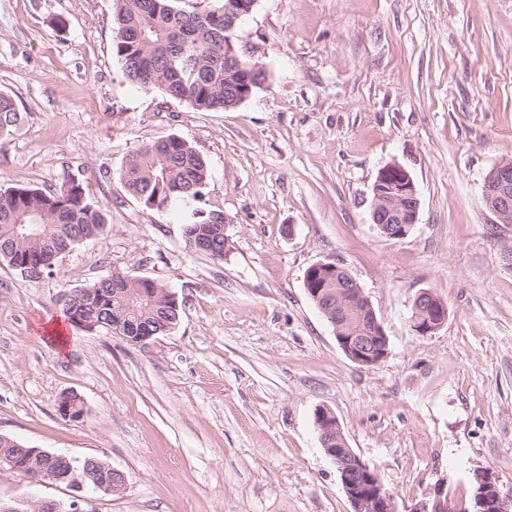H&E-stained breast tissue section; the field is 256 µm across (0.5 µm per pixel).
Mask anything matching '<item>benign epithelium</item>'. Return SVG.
Returning a JSON list of instances; mask_svg holds the SVG:
<instances>
[{
	"label": "benign epithelium",
	"instance_id": "obj_1",
	"mask_svg": "<svg viewBox=\"0 0 512 512\" xmlns=\"http://www.w3.org/2000/svg\"><path fill=\"white\" fill-rule=\"evenodd\" d=\"M257 0H234L226 4L224 32L230 34L224 43V56L232 65L240 63V56L256 58V51L240 46L235 31L238 21L250 14ZM253 95L252 83H238L224 93L227 106L238 107ZM371 221L378 231L391 239L407 235L416 224L419 199L408 171L391 163L384 166L372 189ZM484 202L493 224L512 223V161L496 165L486 176ZM305 289L320 313L334 329L336 341L346 356L362 366H376L388 357V337L377 314L361 286L349 272L336 262H320L305 273ZM411 329L419 336L438 331L448 319L446 304L430 290H421L414 299ZM60 417L77 421L84 416V408L65 393L57 408ZM316 425L321 446L340 476L352 512H399L398 504L372 469L350 448L336 415L328 408L316 413ZM0 464L29 475L38 482L64 484L77 492L70 503V512H84L80 492L90 487L105 494L124 489V474L97 458L91 462L59 455L41 448H22L17 453V442L1 437ZM475 512H512V492H503L496 481L484 471L473 475ZM410 512H450L447 484L439 483L432 498Z\"/></svg>",
	"mask_w": 512,
	"mask_h": 512
}]
</instances>
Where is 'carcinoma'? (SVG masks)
I'll use <instances>...</instances> for the list:
<instances>
[{
	"mask_svg": "<svg viewBox=\"0 0 512 512\" xmlns=\"http://www.w3.org/2000/svg\"><path fill=\"white\" fill-rule=\"evenodd\" d=\"M181 0H115L112 49L127 81L154 88L167 97L201 111L224 110V86L246 78L254 61L242 59V68L224 70V20ZM22 120L16 102L0 93V138ZM163 146L150 140L130 155L120 172L123 189L147 208H161L175 200L196 199L209 178L206 160L184 138L165 137ZM213 211L197 210L185 232L204 230ZM40 225V238L19 251L22 226ZM105 217L86 196L84 182L71 178L53 190L21 185L0 189V261L20 265L18 272L39 279L52 271L57 253L82 242L84 230L104 231ZM41 253L44 261L26 265V255ZM134 281L120 269L86 284V315L98 329L112 332V313L130 324L172 321L175 312L164 298L135 291L115 292L112 281Z\"/></svg>",
	"mask_w": 512,
	"mask_h": 512,
	"instance_id": "carcinoma-1",
	"label": "carcinoma"
}]
</instances>
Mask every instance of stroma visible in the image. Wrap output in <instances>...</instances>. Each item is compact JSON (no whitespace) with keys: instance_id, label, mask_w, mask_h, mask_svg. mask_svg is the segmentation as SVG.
Here are the masks:
<instances>
[{"instance_id":"obj_1","label":"stroma","mask_w":512,"mask_h":512,"mask_svg":"<svg viewBox=\"0 0 512 512\" xmlns=\"http://www.w3.org/2000/svg\"><path fill=\"white\" fill-rule=\"evenodd\" d=\"M113 13L114 0H0V92L23 114L0 139V189L75 177L107 220L42 278L0 262V434L121 471L123 492H86V512H351L321 407L399 505L443 481L461 512L477 470L512 491V224L483 203L512 160V0H258L237 35L269 80L226 112L128 83ZM170 134L206 159L209 184L151 209L119 173ZM391 163L420 202L400 239L370 219ZM196 210L230 217L223 258L188 249ZM324 261L369 297L381 364L351 361L310 299L305 272ZM115 268L176 293L169 334L140 347L64 321L63 292ZM424 289L448 308L429 336L409 324ZM67 392L82 419L58 414ZM29 500L71 497L0 470V502Z\"/></svg>"}]
</instances>
